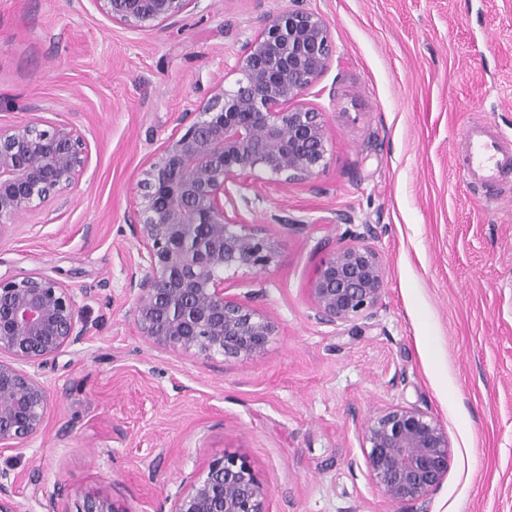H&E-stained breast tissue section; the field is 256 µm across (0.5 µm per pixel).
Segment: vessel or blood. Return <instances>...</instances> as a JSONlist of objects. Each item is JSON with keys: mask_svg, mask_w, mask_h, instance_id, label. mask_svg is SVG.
Instances as JSON below:
<instances>
[{"mask_svg": "<svg viewBox=\"0 0 512 512\" xmlns=\"http://www.w3.org/2000/svg\"><path fill=\"white\" fill-rule=\"evenodd\" d=\"M464 166L467 173L484 184L496 183L512 167V144L498 131L483 124L467 127L464 134Z\"/></svg>", "mask_w": 512, "mask_h": 512, "instance_id": "obj_1", "label": "vessel or blood"}]
</instances>
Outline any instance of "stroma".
I'll return each instance as SVG.
<instances>
[{"label":"stroma","mask_w":512,"mask_h":512,"mask_svg":"<svg viewBox=\"0 0 512 512\" xmlns=\"http://www.w3.org/2000/svg\"><path fill=\"white\" fill-rule=\"evenodd\" d=\"M293 0H198L176 22L133 33L91 0H0V123L65 120L90 163L66 205L0 234V275L40 272L77 289L89 341L36 372L46 426L0 469L116 512H170L209 462L244 459L268 512H414L375 489L359 429L390 404L444 426L448 475L427 512H512V170L474 183L462 134L512 137V0H303L326 19L329 68L303 101L323 115L327 160L311 182L261 187L242 207L277 251L260 273H227L228 295L275 324L261 353L204 359L138 330L127 226L143 162L232 67L262 14ZM371 225L385 302L349 336L313 317L315 270ZM91 296H82L83 288Z\"/></svg>","instance_id":"35a3bbf8"}]
</instances>
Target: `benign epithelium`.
Returning a JSON list of instances; mask_svg holds the SVG:
<instances>
[{"mask_svg":"<svg viewBox=\"0 0 512 512\" xmlns=\"http://www.w3.org/2000/svg\"><path fill=\"white\" fill-rule=\"evenodd\" d=\"M131 32L172 23L197 0H90ZM331 35L324 17L295 8L260 19L227 90L216 85L144 163L128 220L140 261L126 277L132 315L152 343L211 358L241 359L263 351L274 335L269 318L229 296L225 273H258L275 241L246 228L238 202L258 174L283 188L310 181L327 156L322 113L301 104L327 70ZM86 137L66 121L41 128L31 120L0 124V233L22 213L70 193L88 165ZM346 230L356 243L334 251L317 269L310 296L321 324L359 331L384 305L385 268L367 244L371 228ZM90 339L74 288L41 273L0 277V450L39 435L51 406L47 386L28 368ZM369 475L392 504L424 503L448 476L450 445L430 413L394 404L360 430ZM18 476L0 470V512H18ZM43 512H59V493L37 485ZM269 492L232 456L211 460L170 512H266ZM78 512H115L101 497Z\"/></svg>","mask_w":512,"mask_h":512,"instance_id":"obj_1","label":"benign epithelium"}]
</instances>
